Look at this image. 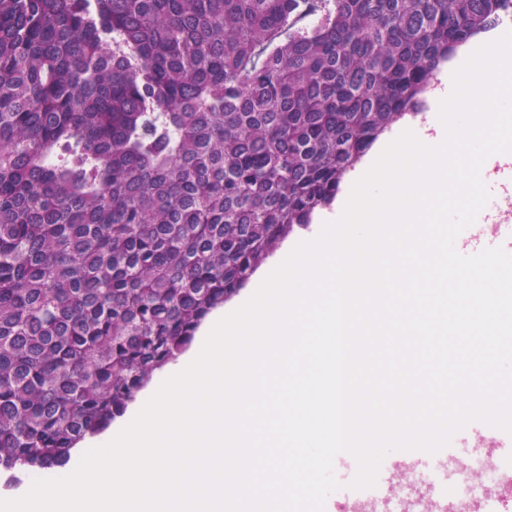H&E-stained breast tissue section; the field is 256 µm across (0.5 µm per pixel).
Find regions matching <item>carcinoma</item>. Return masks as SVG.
I'll return each mask as SVG.
<instances>
[{
  "instance_id": "obj_1",
  "label": "carcinoma",
  "mask_w": 512,
  "mask_h": 512,
  "mask_svg": "<svg viewBox=\"0 0 512 512\" xmlns=\"http://www.w3.org/2000/svg\"><path fill=\"white\" fill-rule=\"evenodd\" d=\"M512 0H0V474L52 473Z\"/></svg>"
}]
</instances>
